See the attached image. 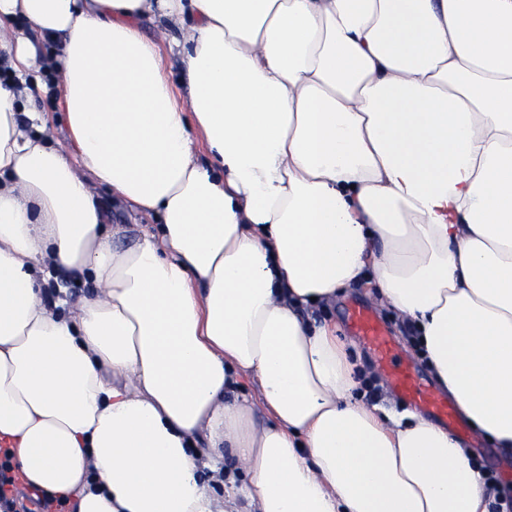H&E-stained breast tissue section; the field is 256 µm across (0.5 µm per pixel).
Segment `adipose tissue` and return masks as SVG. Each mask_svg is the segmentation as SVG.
I'll return each instance as SVG.
<instances>
[{
  "label": "adipose tissue",
  "mask_w": 512,
  "mask_h": 512,
  "mask_svg": "<svg viewBox=\"0 0 512 512\" xmlns=\"http://www.w3.org/2000/svg\"><path fill=\"white\" fill-rule=\"evenodd\" d=\"M100 187L153 218L127 247ZM368 278L512 453V0H0V446L26 482L73 512H491L469 449L367 403L309 324ZM52 94H45L39 89H34L32 106L41 110L49 112L50 121L54 124L55 135L58 140L64 141L66 134V123L64 113L58 111H52L49 108Z\"/></svg>",
  "instance_id": "ef3b65f1"
}]
</instances>
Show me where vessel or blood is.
Returning <instances> with one entry per match:
<instances>
[{
	"label": "vessel or blood",
	"mask_w": 512,
	"mask_h": 512,
	"mask_svg": "<svg viewBox=\"0 0 512 512\" xmlns=\"http://www.w3.org/2000/svg\"><path fill=\"white\" fill-rule=\"evenodd\" d=\"M350 321L357 336L371 348L393 389L405 399L424 407L441 420H448L451 415L448 407L435 398L427 384L414 370L401 362L391 337L387 335L378 318L369 310L356 307L350 313Z\"/></svg>",
	"instance_id": "obj_1"
}]
</instances>
